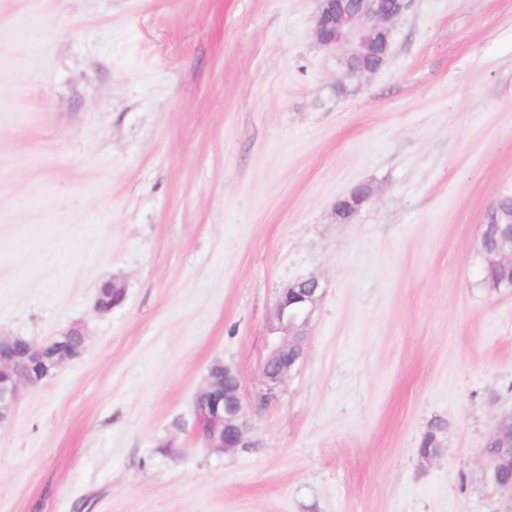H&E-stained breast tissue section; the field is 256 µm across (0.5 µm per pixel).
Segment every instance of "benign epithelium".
Segmentation results:
<instances>
[{"label": "benign epithelium", "mask_w": 512, "mask_h": 512, "mask_svg": "<svg viewBox=\"0 0 512 512\" xmlns=\"http://www.w3.org/2000/svg\"><path fill=\"white\" fill-rule=\"evenodd\" d=\"M406 8V0H318V12L313 29L317 42L341 51L337 61L346 78H368L377 73L390 55L394 23ZM494 246L488 257L492 264L512 268V219L496 221L490 226ZM95 309L107 313L125 299L120 286L108 282ZM323 297L321 280L309 276L286 286L277 303V318L284 332L282 340L272 349L262 370L265 391L261 394L266 405L277 397L278 390L293 371L303 354L308 327ZM52 347L34 345L24 339L0 340V424L8 421L21 387L35 386L49 379L65 364L66 358H50ZM237 372L224 366V379L209 377L195 400L198 433L205 447L228 451L249 448V415L240 393ZM489 440L496 453L484 457L485 476L505 498V512H512V480L504 481L501 474L512 471V416L502 418L494 427Z\"/></svg>", "instance_id": "benign-epithelium-1"}]
</instances>
